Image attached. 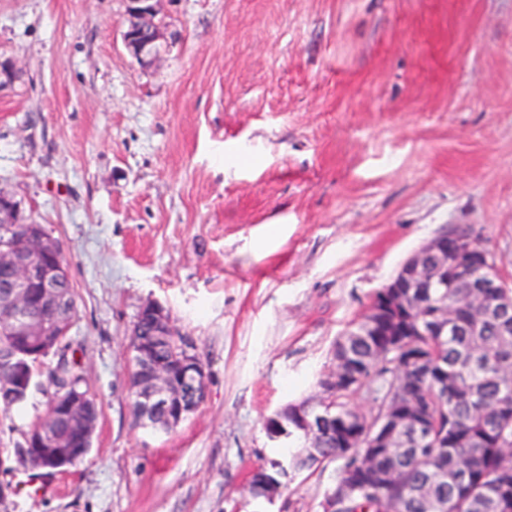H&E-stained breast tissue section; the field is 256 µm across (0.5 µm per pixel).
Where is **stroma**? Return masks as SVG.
<instances>
[{
    "instance_id": "stroma-1",
    "label": "stroma",
    "mask_w": 512,
    "mask_h": 512,
    "mask_svg": "<svg viewBox=\"0 0 512 512\" xmlns=\"http://www.w3.org/2000/svg\"><path fill=\"white\" fill-rule=\"evenodd\" d=\"M0 0V188L57 240L71 347L99 409L64 472L15 465L9 512H321L330 470L274 503L264 422L319 391L401 263L461 225L512 283V0ZM159 303L206 367L171 431L138 425L130 332ZM0 411V448L47 380ZM129 25L124 33L127 50L141 63L151 62L157 55L162 31L156 22L159 0H127Z\"/></svg>"
}]
</instances>
